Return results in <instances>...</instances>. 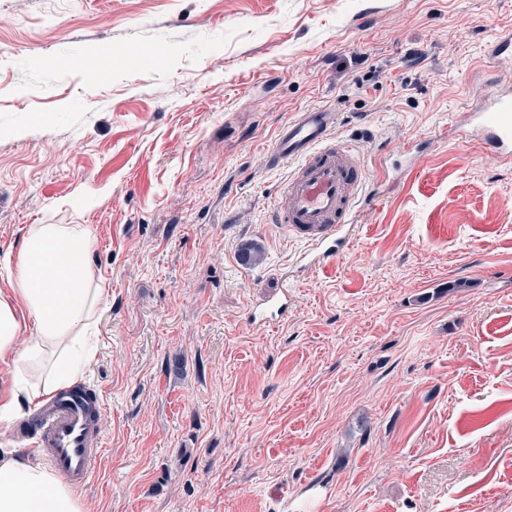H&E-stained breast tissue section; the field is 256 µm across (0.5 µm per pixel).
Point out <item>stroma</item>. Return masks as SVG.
I'll use <instances>...</instances> for the list:
<instances>
[{
	"label": "stroma",
	"instance_id": "1",
	"mask_svg": "<svg viewBox=\"0 0 512 512\" xmlns=\"http://www.w3.org/2000/svg\"><path fill=\"white\" fill-rule=\"evenodd\" d=\"M508 30L512 0H0V294L33 224L88 225L108 290L85 512H512V161L456 134ZM319 106L370 173L321 262L265 163ZM280 292L270 294L263 303L252 309L251 314L255 318L267 313L271 317L284 315L288 311V291L284 289Z\"/></svg>",
	"mask_w": 512,
	"mask_h": 512
}]
</instances>
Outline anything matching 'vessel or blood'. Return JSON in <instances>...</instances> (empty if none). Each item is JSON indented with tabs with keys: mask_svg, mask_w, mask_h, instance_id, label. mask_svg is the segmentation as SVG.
Returning a JSON list of instances; mask_svg holds the SVG:
<instances>
[{
	"mask_svg": "<svg viewBox=\"0 0 512 512\" xmlns=\"http://www.w3.org/2000/svg\"><path fill=\"white\" fill-rule=\"evenodd\" d=\"M337 121L325 107L300 112L279 129L266 156L270 167L296 164L273 223L327 256L344 238L369 176L351 146L334 138ZM461 135L493 154L512 157L511 83H498L482 95ZM102 415V399L86 386L60 391L36 412L35 451L72 487L87 485L101 462Z\"/></svg>",
	"mask_w": 512,
	"mask_h": 512,
	"instance_id": "1",
	"label": "vessel or blood"
}]
</instances>
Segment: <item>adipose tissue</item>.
Returning <instances> with one entry per match:
<instances>
[{"instance_id":"ef3b65f1","label":"adipose tissue","mask_w":512,"mask_h":512,"mask_svg":"<svg viewBox=\"0 0 512 512\" xmlns=\"http://www.w3.org/2000/svg\"><path fill=\"white\" fill-rule=\"evenodd\" d=\"M83 224H34L17 254L12 298H0V421L71 384L95 357L90 329L107 297ZM0 512H85L80 499L20 449H0Z\"/></svg>"}]
</instances>
